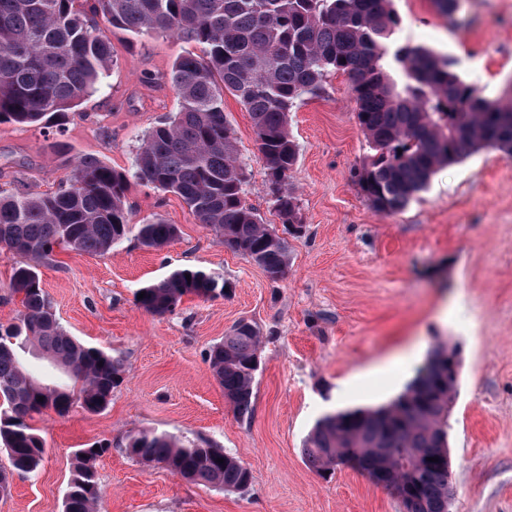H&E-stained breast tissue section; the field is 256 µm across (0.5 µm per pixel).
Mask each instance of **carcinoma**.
<instances>
[{"instance_id": "carcinoma-1", "label": "carcinoma", "mask_w": 512, "mask_h": 512, "mask_svg": "<svg viewBox=\"0 0 512 512\" xmlns=\"http://www.w3.org/2000/svg\"><path fill=\"white\" fill-rule=\"evenodd\" d=\"M99 17L136 37L171 34L197 46L172 66L179 111L146 134L134 178L178 195L225 248L261 266L274 282L287 273L288 241L246 201L247 164L224 114V92L250 115L272 208L288 234L299 223L298 199L288 187L298 160L289 114L330 73L350 80L371 149L355 177L380 212L401 210L438 167L475 151L492 148L512 157V86L490 101L464 83L448 59L398 43L401 19L391 0H0V123H41L96 90L113 66ZM129 186L126 174L83 156L70 183L53 194L0 191V249L35 257L61 245L106 253L132 223ZM178 232L156 217L138 225L137 237L143 247L160 250ZM224 288L214 273L178 269L140 288L145 297L136 304L164 316L185 296L213 300ZM10 289L23 310L18 322L0 326V445L12 470L34 475L46 448L29 424L33 415L64 416L76 401L88 412L103 410L122 382L123 364L61 325L35 267L15 268ZM260 344L259 327L243 319L209 351L213 374L240 416L251 411ZM30 345L67 373L72 388L43 384L28 372L23 354ZM458 366L456 348L439 347L389 404L322 417L302 448L306 463L324 473L338 460L356 458L362 469L405 485L408 512H448L454 494L448 416ZM104 452L77 450L64 512H97L96 462ZM126 452L206 487L243 491L252 482L240 458L166 433L139 431L128 437Z\"/></svg>"}]
</instances>
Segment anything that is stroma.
<instances>
[{
  "mask_svg": "<svg viewBox=\"0 0 512 512\" xmlns=\"http://www.w3.org/2000/svg\"><path fill=\"white\" fill-rule=\"evenodd\" d=\"M393 7L397 41L447 56L483 97L496 99L512 83V0H464L452 20L432 0ZM103 31L114 57L103 89L51 124H0V190L55 192L79 155L132 178L146 133L178 112L168 74L190 43ZM224 113L248 164L246 198L278 224L250 116L230 94ZM289 130L299 146L289 183L302 232L288 240L280 281L225 248L177 195L133 179V223L160 215L179 227L166 247L145 248L132 230L104 254L58 248L31 261L0 250V325L22 309L9 290L14 268L34 263L61 325L125 368L104 410L34 417L44 461L36 475H13L0 512H63L74 454L93 444L105 449L96 465L100 512H401L396 497L358 470L317 474L303 443L327 413L397 398L441 344L454 346L461 362L448 419L450 512H512V158L478 150L439 168L402 210L386 214L354 177L370 149L347 76L328 75L305 96ZM179 268L220 274L230 287L214 300L186 297L165 316L136 306L139 288ZM243 318L262 336L245 418L207 361ZM141 430L207 440L246 462L252 483L225 492L136 462L125 448Z\"/></svg>",
  "mask_w": 512,
  "mask_h": 512,
  "instance_id": "obj_1",
  "label": "stroma"
}]
</instances>
